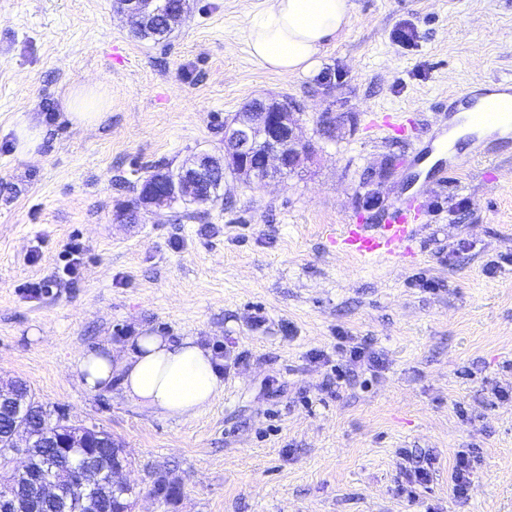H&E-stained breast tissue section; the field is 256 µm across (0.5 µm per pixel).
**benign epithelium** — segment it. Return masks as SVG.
Returning a JSON list of instances; mask_svg holds the SVG:
<instances>
[{"label":"benign epithelium","mask_w":512,"mask_h":512,"mask_svg":"<svg viewBox=\"0 0 512 512\" xmlns=\"http://www.w3.org/2000/svg\"><path fill=\"white\" fill-rule=\"evenodd\" d=\"M188 0H181L180 7L169 5L168 0H121L119 12L128 20L131 28H143L160 24V36H166L182 20ZM245 119L237 124H225L224 157L207 153L183 166L164 187H151L143 195L145 206H169L176 198L202 197L203 188L224 171L228 163L241 170L249 179L263 184L270 179L283 178L297 165L311 158L314 147L299 136V120L291 111L284 112L274 104L258 102L244 113ZM14 411L15 422L10 435L9 449L0 454V483L29 478V458L26 449L35 442L50 439L59 448H93L100 436L94 427L69 423L67 416L57 413L49 430L34 433L25 422L26 406L14 390V384L0 386V408ZM71 463V486H65L54 476V466L44 469L33 480L27 507L39 512H80L91 501L77 498L76 487L94 480L87 467L89 457L80 454L67 455ZM125 458L112 461L107 469V487L112 498L123 501L121 512H132L135 487L123 478Z\"/></svg>","instance_id":"7a95c632"}]
</instances>
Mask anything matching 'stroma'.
<instances>
[{
  "label": "stroma",
  "mask_w": 512,
  "mask_h": 512,
  "mask_svg": "<svg viewBox=\"0 0 512 512\" xmlns=\"http://www.w3.org/2000/svg\"><path fill=\"white\" fill-rule=\"evenodd\" d=\"M352 2L315 69L291 74L245 39L273 0H190L160 43L135 38L114 0H0V381L111 433L133 512H512V144L481 158L458 142L464 165L444 181L408 165L447 135L450 94L512 78V0ZM75 85L105 92L104 122L66 119ZM267 97L297 105L315 148L303 168L229 175L215 202L117 221L143 177L223 154L225 121ZM31 112L46 135L22 159L14 128ZM411 195L408 256L332 244ZM142 327L220 359L210 409L180 420L83 386L84 352ZM359 343L379 367L350 365ZM467 448L461 504L450 473ZM414 455L435 472L410 494ZM159 480L178 495L154 496ZM471 453L458 452L451 473V493L455 499L463 502L468 500L471 490L470 475L474 461Z\"/></svg>",
  "instance_id": "stroma-1"
}]
</instances>
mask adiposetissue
<instances>
[{"label": "adipose tissue", "mask_w": 512, "mask_h": 512, "mask_svg": "<svg viewBox=\"0 0 512 512\" xmlns=\"http://www.w3.org/2000/svg\"><path fill=\"white\" fill-rule=\"evenodd\" d=\"M352 10V0H274L250 23L249 52L273 71L308 72L348 28ZM78 371L89 390H105L116 382L133 404L180 420L201 414L224 391L218 361L208 347L148 327L122 349L85 352Z\"/></svg>", "instance_id": "adipose-tissue-1"}]
</instances>
